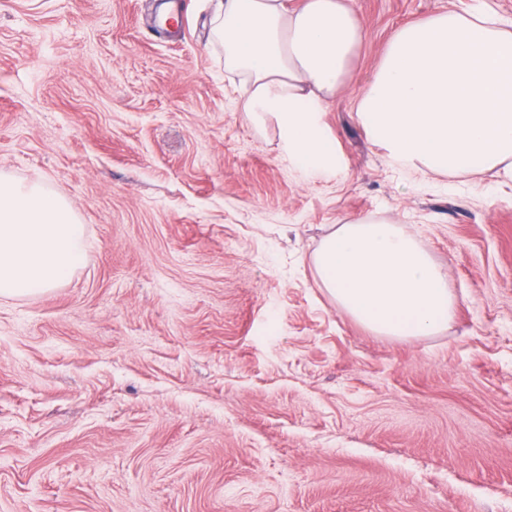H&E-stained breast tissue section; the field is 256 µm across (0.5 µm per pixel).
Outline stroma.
<instances>
[{
  "label": "stroma",
  "instance_id": "1",
  "mask_svg": "<svg viewBox=\"0 0 512 512\" xmlns=\"http://www.w3.org/2000/svg\"><path fill=\"white\" fill-rule=\"evenodd\" d=\"M484 2L353 0L362 39L309 177L242 110L219 0H0V176L66 198L86 259L0 300V512H512V182L392 160L357 96L399 27ZM399 225L447 330L360 325L314 254Z\"/></svg>",
  "mask_w": 512,
  "mask_h": 512
}]
</instances>
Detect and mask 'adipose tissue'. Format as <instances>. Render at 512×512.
Instances as JSON below:
<instances>
[{
  "mask_svg": "<svg viewBox=\"0 0 512 512\" xmlns=\"http://www.w3.org/2000/svg\"><path fill=\"white\" fill-rule=\"evenodd\" d=\"M224 66L247 87L243 110L273 121L306 173L339 164L321 120L345 85L362 29L350 0H222L211 20ZM358 112L395 160L440 174L498 171L512 180V31L487 9L398 28ZM84 226L62 197L0 178V298L69 282L85 259Z\"/></svg>",
  "mask_w": 512,
  "mask_h": 512,
  "instance_id": "1",
  "label": "adipose tissue"
}]
</instances>
